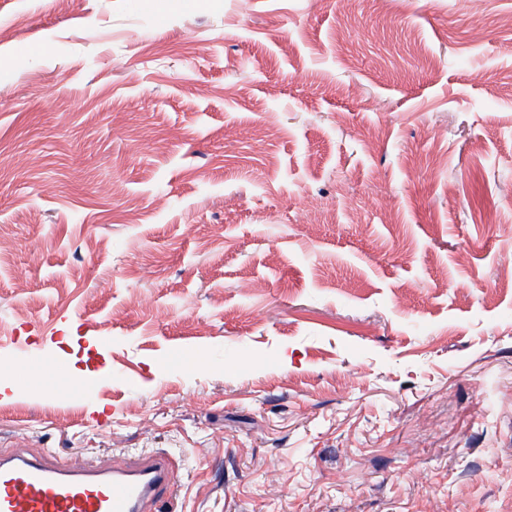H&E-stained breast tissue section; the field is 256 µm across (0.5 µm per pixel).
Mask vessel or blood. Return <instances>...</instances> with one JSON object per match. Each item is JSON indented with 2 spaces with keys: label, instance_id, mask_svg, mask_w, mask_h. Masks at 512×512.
I'll use <instances>...</instances> for the list:
<instances>
[{
  "label": "vessel or blood",
  "instance_id": "obj_1",
  "mask_svg": "<svg viewBox=\"0 0 512 512\" xmlns=\"http://www.w3.org/2000/svg\"><path fill=\"white\" fill-rule=\"evenodd\" d=\"M167 457L74 469L53 457H0V512H167L174 488Z\"/></svg>",
  "mask_w": 512,
  "mask_h": 512
}]
</instances>
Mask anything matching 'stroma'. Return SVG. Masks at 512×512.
I'll return each mask as SVG.
<instances>
[{
  "label": "stroma",
  "mask_w": 512,
  "mask_h": 512,
  "mask_svg": "<svg viewBox=\"0 0 512 512\" xmlns=\"http://www.w3.org/2000/svg\"><path fill=\"white\" fill-rule=\"evenodd\" d=\"M1 224L0 452L512 512V0H0Z\"/></svg>",
  "instance_id": "35a3bbf8"
}]
</instances>
